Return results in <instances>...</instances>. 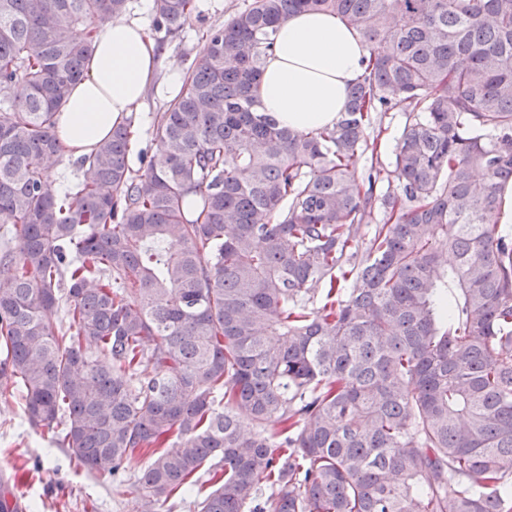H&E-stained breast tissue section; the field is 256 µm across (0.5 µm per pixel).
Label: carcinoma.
<instances>
[{"mask_svg":"<svg viewBox=\"0 0 512 512\" xmlns=\"http://www.w3.org/2000/svg\"><path fill=\"white\" fill-rule=\"evenodd\" d=\"M155 2L171 29L195 10ZM126 3L0 0V396L117 493L150 454L142 512L205 467L196 512H512V235L491 223L512 0H253L207 31L144 171L128 119L59 192L56 111ZM304 11L366 51L345 112L311 131L255 94ZM394 108L392 169L360 179Z\"/></svg>","mask_w":512,"mask_h":512,"instance_id":"obj_1","label":"carcinoma"}]
</instances>
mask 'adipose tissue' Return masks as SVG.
<instances>
[{
  "mask_svg": "<svg viewBox=\"0 0 512 512\" xmlns=\"http://www.w3.org/2000/svg\"><path fill=\"white\" fill-rule=\"evenodd\" d=\"M359 35L327 12H303L277 30L258 84L263 112L285 127L310 131L336 123L349 86L362 73ZM178 69L162 71L155 40L142 19L117 16L99 32L87 63L56 116V133L72 158L90 154L142 103L148 90L171 98Z\"/></svg>",
  "mask_w": 512,
  "mask_h": 512,
  "instance_id": "1",
  "label": "adipose tissue"
}]
</instances>
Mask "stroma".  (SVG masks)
<instances>
[{"label": "stroma", "mask_w": 512, "mask_h": 512, "mask_svg": "<svg viewBox=\"0 0 512 512\" xmlns=\"http://www.w3.org/2000/svg\"><path fill=\"white\" fill-rule=\"evenodd\" d=\"M250 2L196 0L192 17L172 31L157 24L155 15L143 18L166 64L184 71L203 53V32L231 20ZM145 464V459L133 460L123 493L113 494L111 477L80 468L69 449L53 443L51 432L28 422L21 398H0V483L19 487L21 512H140L132 478Z\"/></svg>", "instance_id": "obj_1"}]
</instances>
